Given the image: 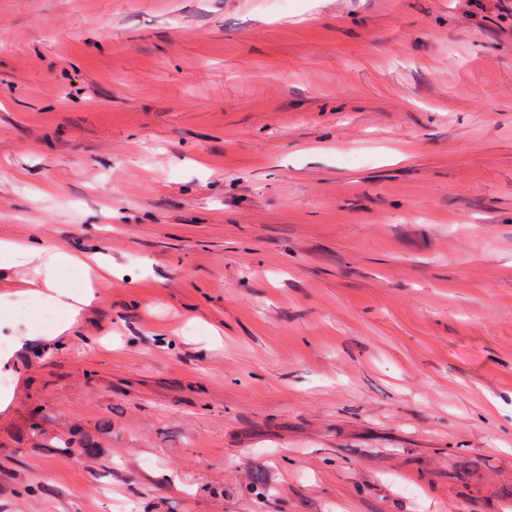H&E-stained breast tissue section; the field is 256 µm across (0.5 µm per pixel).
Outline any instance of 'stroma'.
<instances>
[{
    "instance_id": "stroma-1",
    "label": "stroma",
    "mask_w": 512,
    "mask_h": 512,
    "mask_svg": "<svg viewBox=\"0 0 512 512\" xmlns=\"http://www.w3.org/2000/svg\"><path fill=\"white\" fill-rule=\"evenodd\" d=\"M37 238L0 512H512V0H0Z\"/></svg>"
}]
</instances>
